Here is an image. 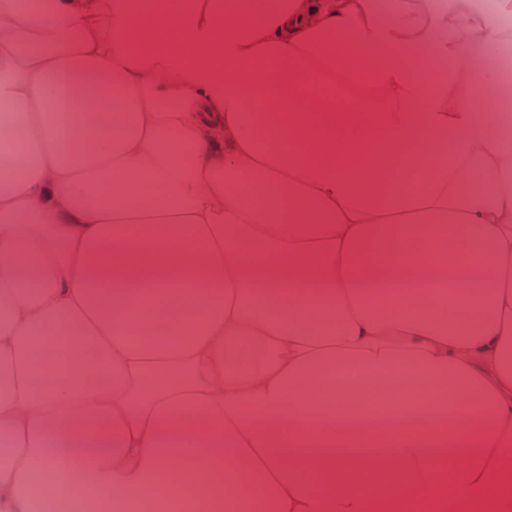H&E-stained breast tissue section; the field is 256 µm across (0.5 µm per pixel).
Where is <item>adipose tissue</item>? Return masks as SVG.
Returning a JSON list of instances; mask_svg holds the SVG:
<instances>
[{
	"mask_svg": "<svg viewBox=\"0 0 512 512\" xmlns=\"http://www.w3.org/2000/svg\"><path fill=\"white\" fill-rule=\"evenodd\" d=\"M511 43L512 0H0V512H512Z\"/></svg>",
	"mask_w": 512,
	"mask_h": 512,
	"instance_id": "adipose-tissue-1",
	"label": "adipose tissue"
}]
</instances>
